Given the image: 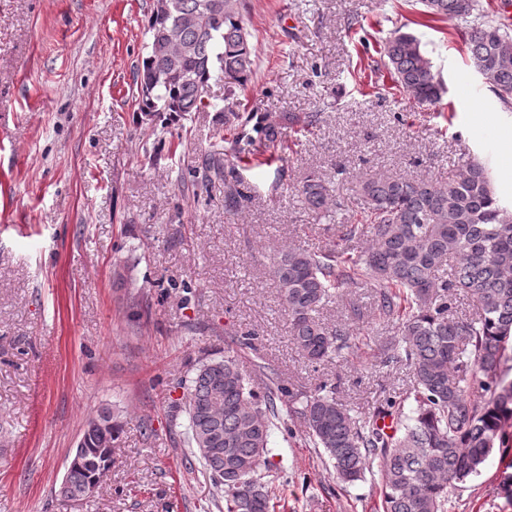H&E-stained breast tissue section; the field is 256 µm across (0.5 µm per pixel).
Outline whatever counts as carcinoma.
Returning <instances> with one entry per match:
<instances>
[{
    "instance_id": "obj_1",
    "label": "carcinoma",
    "mask_w": 512,
    "mask_h": 512,
    "mask_svg": "<svg viewBox=\"0 0 512 512\" xmlns=\"http://www.w3.org/2000/svg\"><path fill=\"white\" fill-rule=\"evenodd\" d=\"M430 18L465 22L473 68L505 105H512V29L472 22L479 0H417ZM243 0H152L146 32L148 55L134 81L147 116L179 120L212 108L223 125L248 120L233 106L205 101L211 80L243 86L253 70V46ZM395 86L420 106L434 108L442 86L420 39L397 28L381 51ZM313 116L285 112L276 123L256 122L255 131L275 147L282 129L312 125ZM251 143L240 132L222 152L209 154L194 186L224 184L231 213L240 192L225 182V170ZM297 192L306 207L329 213L330 182L309 174ZM361 222L339 225L336 248L288 247L274 253L270 274L288 316V333L311 363L358 355L354 330L330 327L321 310L351 286L371 289L374 317L398 326L400 337L384 350L386 361L411 368L405 399L415 408L392 412L395 427L352 413L321 385L296 406V396L276 374L258 365L242 370L233 355L202 364L184 386L188 439L215 488L224 492V512H273L260 470L270 464V436L281 420L278 403L300 419L306 441L323 449L337 478L353 484L365 463L379 459L386 512H448L449 489L478 473L496 448L512 441V381L498 371L512 339V211L496 196L491 173L479 161L463 164L442 182L430 177L378 175L357 181ZM369 238L371 246L354 247ZM464 294L476 308L465 318L448 316L450 300ZM265 379L258 393L254 378ZM112 410L89 419L70 460L58 496L84 501L118 430Z\"/></svg>"
}]
</instances>
